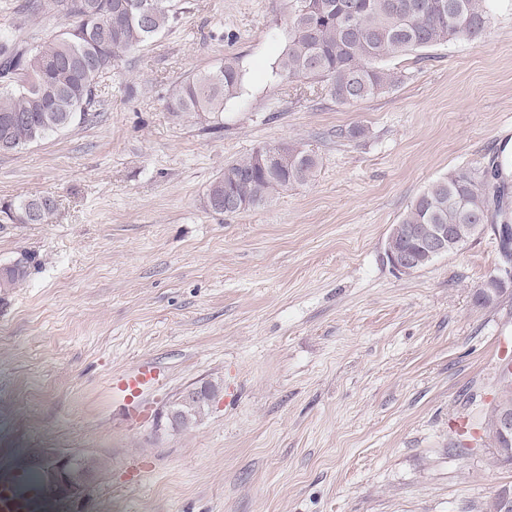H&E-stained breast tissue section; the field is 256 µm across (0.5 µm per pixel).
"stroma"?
<instances>
[{
  "label": "stroma",
  "instance_id": "1",
  "mask_svg": "<svg viewBox=\"0 0 512 512\" xmlns=\"http://www.w3.org/2000/svg\"><path fill=\"white\" fill-rule=\"evenodd\" d=\"M0 0V41L67 19ZM176 23L100 80L101 115L0 153V205L44 194L50 223L0 212V470L58 455L93 478L45 512H485L512 466L467 433L512 347V294L481 305L499 238L485 229L410 276L389 232L433 180L512 159V0L482 38L399 54L400 83L355 104L280 74L291 0H173ZM238 60L221 113L174 112L189 76ZM358 138H348L352 127ZM298 141L312 178L264 207L212 212L211 181ZM162 381L130 422L113 382ZM219 393L186 427L187 388Z\"/></svg>",
  "mask_w": 512,
  "mask_h": 512
}]
</instances>
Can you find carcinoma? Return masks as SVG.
I'll return each mask as SVG.
<instances>
[{"label":"carcinoma","instance_id":"cac0c4a2","mask_svg":"<svg viewBox=\"0 0 512 512\" xmlns=\"http://www.w3.org/2000/svg\"><path fill=\"white\" fill-rule=\"evenodd\" d=\"M130 0H57L71 26L37 42L0 43V142L22 149L75 124L99 117L100 79L121 57L170 28L177 19L170 0L151 14L150 25L128 16ZM288 42L278 68L290 77L325 84L337 102L353 104L384 93L400 82L382 65L402 52L482 36L490 25L486 0H293ZM244 73L235 60L188 77L173 95L174 112H222L236 97ZM317 165L299 142L262 146L224 167L208 186V207L235 214L266 205L294 184L309 180ZM499 170L479 174L460 168L430 183L390 230V247H414L408 229L446 224L469 242L488 221L492 202L508 186L492 183ZM57 204L34 195L4 212L18 224H46ZM19 261L0 275V289L13 288L28 272ZM216 386L202 385L198 398L173 403L183 427L196 420Z\"/></svg>","mask_w":512,"mask_h":512}]
</instances>
